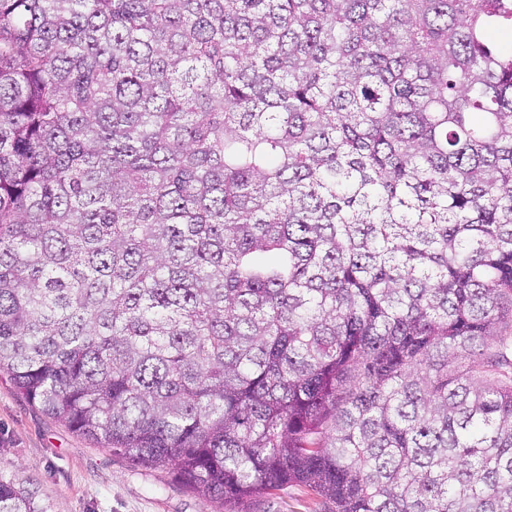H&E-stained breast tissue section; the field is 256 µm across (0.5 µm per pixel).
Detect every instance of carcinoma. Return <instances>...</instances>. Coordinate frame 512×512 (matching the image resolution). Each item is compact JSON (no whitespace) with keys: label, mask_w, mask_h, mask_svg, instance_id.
<instances>
[{"label":"carcinoma","mask_w":512,"mask_h":512,"mask_svg":"<svg viewBox=\"0 0 512 512\" xmlns=\"http://www.w3.org/2000/svg\"><path fill=\"white\" fill-rule=\"evenodd\" d=\"M504 31L512 0H0V369L224 512H512ZM0 512L42 510L0 477ZM249 512H328L322 500L301 486H288L274 495L258 498Z\"/></svg>","instance_id":"carcinoma-1"}]
</instances>
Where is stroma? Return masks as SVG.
<instances>
[{"label":"stroma","mask_w":512,"mask_h":512,"mask_svg":"<svg viewBox=\"0 0 512 512\" xmlns=\"http://www.w3.org/2000/svg\"><path fill=\"white\" fill-rule=\"evenodd\" d=\"M0 477L34 489L45 512H217L172 470L113 455L30 404L0 371ZM249 512H326L292 485L253 501Z\"/></svg>","instance_id":"stroma-1"}]
</instances>
